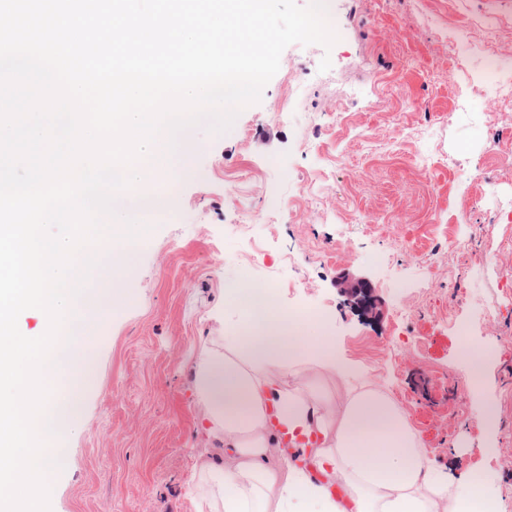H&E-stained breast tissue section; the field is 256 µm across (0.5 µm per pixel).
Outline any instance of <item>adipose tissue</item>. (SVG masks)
<instances>
[{
  "label": "adipose tissue",
  "mask_w": 512,
  "mask_h": 512,
  "mask_svg": "<svg viewBox=\"0 0 512 512\" xmlns=\"http://www.w3.org/2000/svg\"><path fill=\"white\" fill-rule=\"evenodd\" d=\"M248 310L195 359L199 427L222 447L191 477L196 512H457L464 499L478 512L485 481L435 471L388 395L367 383L332 407L313 382H291L306 357L334 364L329 337L292 336L286 315Z\"/></svg>",
  "instance_id": "adipose-tissue-1"
}]
</instances>
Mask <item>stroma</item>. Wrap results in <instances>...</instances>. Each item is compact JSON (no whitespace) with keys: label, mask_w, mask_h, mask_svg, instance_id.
<instances>
[{"label":"stroma","mask_w":512,"mask_h":512,"mask_svg":"<svg viewBox=\"0 0 512 512\" xmlns=\"http://www.w3.org/2000/svg\"><path fill=\"white\" fill-rule=\"evenodd\" d=\"M330 2L331 49L288 46L230 130L191 128L132 273L91 327L71 325L87 370L61 389L80 415L51 512H196L189 479L218 450L198 429L193 362L236 325L223 298L247 263L282 310L327 311L323 390L368 382L412 407L433 467L480 472L512 512V89L489 103L471 65L479 46L512 60V0ZM345 277L368 283L373 310L340 291ZM463 329L495 351L478 386Z\"/></svg>","instance_id":"35a3bbf8"}]
</instances>
